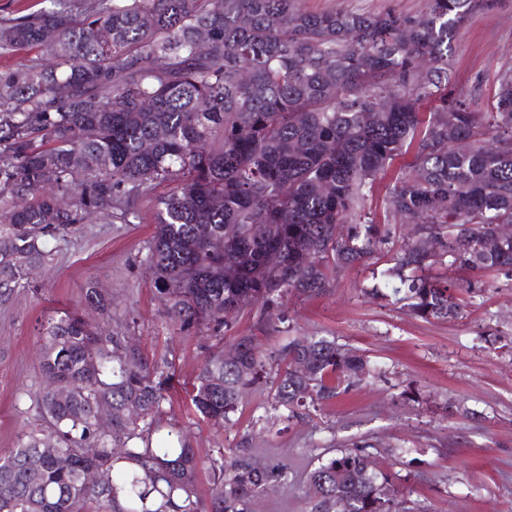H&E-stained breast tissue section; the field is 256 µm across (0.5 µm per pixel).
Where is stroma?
<instances>
[{"label":"stroma","instance_id":"obj_1","mask_svg":"<svg viewBox=\"0 0 512 512\" xmlns=\"http://www.w3.org/2000/svg\"><path fill=\"white\" fill-rule=\"evenodd\" d=\"M311 11L396 12L417 16L427 0H302ZM512 68V0L476 11L459 26L448 66V93L470 111H487L502 72ZM153 203L133 223L89 219L64 241H50V266L33 270L0 301V452L30 428L29 396L41 378L37 347L47 319L75 312L103 334L133 338L150 361L169 363L174 377L163 409L188 428L200 458L245 448L260 462L280 460L288 479L255 498L251 512H311L306 474L314 457L366 447L392 469L404 512H512V272L460 291L463 313L426 321L394 298L371 267L345 270L323 296L286 297L285 319L263 325L259 306L242 309L223 333L183 331L163 313L143 259L154 228ZM112 293V317L84 301L89 282ZM257 336L274 348L295 336H323L365 356L371 376L301 419L267 420L268 391L248 389L222 429L203 420L188 393L206 355L224 339Z\"/></svg>","mask_w":512,"mask_h":512}]
</instances>
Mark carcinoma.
<instances>
[{
    "label": "carcinoma",
    "instance_id": "cac0c4a2",
    "mask_svg": "<svg viewBox=\"0 0 512 512\" xmlns=\"http://www.w3.org/2000/svg\"><path fill=\"white\" fill-rule=\"evenodd\" d=\"M49 2L0 20V55L32 54L0 70V298L51 263L48 240L93 215L129 224L147 198L157 211L144 262L182 330H220L253 304L281 321L287 295L318 297L377 255L389 263L381 274L399 279L395 300L426 320L462 313L457 283L434 267L471 272V289L512 271V239L485 246L512 224V71L486 112L445 94L459 25L499 0H427L417 17L309 12L300 0ZM450 128L466 149L445 144ZM411 146L412 169L384 198L385 216L421 220L400 238L364 202ZM420 237L440 253H424ZM85 299L112 307L101 288ZM230 347L231 360L222 346L209 353L189 394L222 428L244 388L270 386L271 408L292 419L370 373L326 338L268 350L239 336ZM39 371L35 424L0 454V512H249L288 479L287 464L259 471L245 448L198 459L178 423L159 421L171 376L75 313L47 321ZM369 458L359 447L317 458L312 512L330 499L340 512H400L394 476ZM202 467L213 476L206 502Z\"/></svg>",
    "mask_w": 512,
    "mask_h": 512
}]
</instances>
